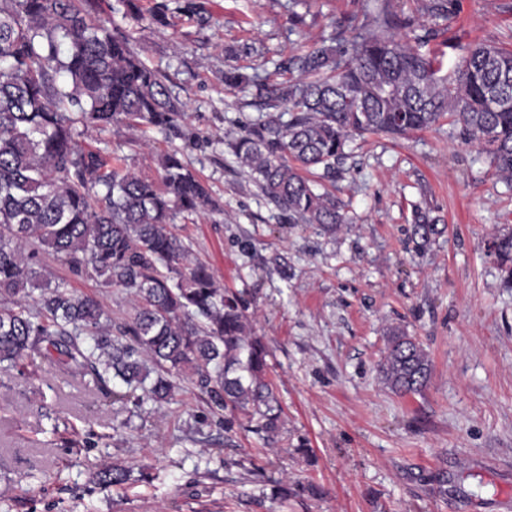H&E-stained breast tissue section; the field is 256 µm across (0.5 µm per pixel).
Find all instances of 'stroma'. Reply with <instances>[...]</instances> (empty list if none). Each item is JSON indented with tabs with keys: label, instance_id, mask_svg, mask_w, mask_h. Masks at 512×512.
<instances>
[{
	"label": "stroma",
	"instance_id": "35a3bbf8",
	"mask_svg": "<svg viewBox=\"0 0 512 512\" xmlns=\"http://www.w3.org/2000/svg\"><path fill=\"white\" fill-rule=\"evenodd\" d=\"M427 2L403 0V12L436 29L427 49L444 69L471 43L512 49V0H451L444 20ZM99 5L166 74L185 114L170 138L147 126L91 127L78 143L149 175L158 153L176 150L208 185L219 211L182 215L174 231L250 315L284 429L270 446L225 422L186 374L168 403L128 406L130 425L119 430L92 375L36 356L24 371H0V512H512V288L485 246L512 228V185L457 125L357 137L335 179L315 180L335 187L348 218L326 233L289 223L227 146L268 111L254 91L227 87L225 69L287 80L281 62L362 19L363 0ZM418 207L447 226L421 251ZM40 266L46 280L101 300L110 324L132 315L126 289L74 275L49 254ZM394 326L432 361L422 393L400 396L381 380ZM115 463L146 466L150 478L93 481ZM308 481L321 497L270 498L276 483Z\"/></svg>",
	"mask_w": 512,
	"mask_h": 512
}]
</instances>
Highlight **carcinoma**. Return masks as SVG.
<instances>
[{
  "mask_svg": "<svg viewBox=\"0 0 512 512\" xmlns=\"http://www.w3.org/2000/svg\"><path fill=\"white\" fill-rule=\"evenodd\" d=\"M398 22L396 0H365L362 22L338 25L286 62L296 78L265 84L240 68L224 71V85L255 88L275 111L228 146L288 223L327 232L346 223L340 201L315 191L308 174L335 169L354 136H402L445 117L512 183V49L469 44L443 77L440 61L397 36ZM165 80L131 35L109 31L98 0H0V364L21 371L46 357L93 375L121 408L168 401L173 376L189 370L224 411L275 442L284 421L268 351L236 295L208 265L188 260L172 230L183 213L218 209L209 188L176 150L158 155L152 177L77 142L81 126L176 129L184 105ZM440 233L437 217L416 212L418 247ZM491 241L512 288V230ZM42 249L78 276L130 289L131 320L113 330L99 299L44 281ZM36 290L37 307L24 306ZM379 372L393 392L416 394L431 363L415 337L392 328ZM93 479L120 486L130 470L114 465ZM300 494L322 490L276 484L271 498Z\"/></svg>",
  "mask_w": 512,
  "mask_h": 512,
  "instance_id": "1",
  "label": "carcinoma"
}]
</instances>
